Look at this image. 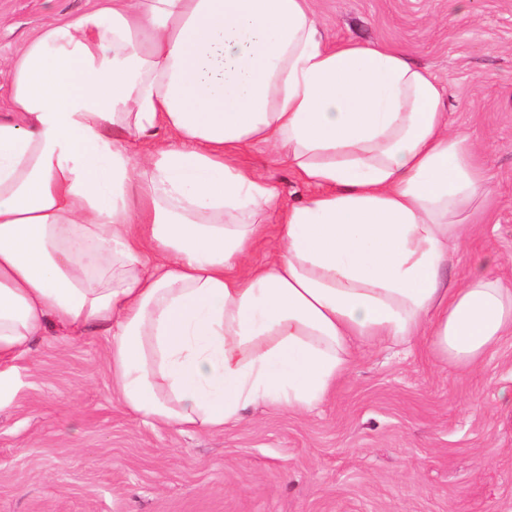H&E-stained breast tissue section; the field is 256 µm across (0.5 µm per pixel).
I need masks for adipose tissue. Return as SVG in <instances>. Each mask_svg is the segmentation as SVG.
Listing matches in <instances>:
<instances>
[{
	"label": "adipose tissue",
	"instance_id": "adipose-tissue-1",
	"mask_svg": "<svg viewBox=\"0 0 512 512\" xmlns=\"http://www.w3.org/2000/svg\"><path fill=\"white\" fill-rule=\"evenodd\" d=\"M0 114V361L56 323L108 335L112 385L158 424L221 431L330 395L354 342L425 337L481 366L512 335L487 175L431 74L328 44L308 0H95L20 47ZM264 144L313 188L239 165ZM278 253L248 258L267 220Z\"/></svg>",
	"mask_w": 512,
	"mask_h": 512
}]
</instances>
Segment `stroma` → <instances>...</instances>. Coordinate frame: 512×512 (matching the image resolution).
I'll use <instances>...</instances> for the list:
<instances>
[{"mask_svg": "<svg viewBox=\"0 0 512 512\" xmlns=\"http://www.w3.org/2000/svg\"><path fill=\"white\" fill-rule=\"evenodd\" d=\"M94 0H0V113L23 41ZM328 43L397 48L446 90L452 130L471 135L491 200L463 278L486 248L512 283V0H309ZM243 165L284 202L310 194L270 149ZM102 330L56 329L14 361L0 409V512H512V337L482 369L439 362L425 339L359 346L314 411L248 408L221 432H182L129 412L112 390Z\"/></svg>", "mask_w": 512, "mask_h": 512, "instance_id": "1", "label": "stroma"}]
</instances>
